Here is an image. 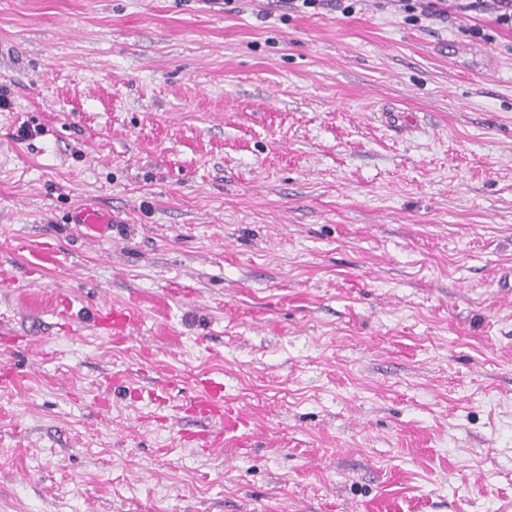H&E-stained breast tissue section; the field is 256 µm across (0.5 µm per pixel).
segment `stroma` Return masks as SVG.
Segmentation results:
<instances>
[{"label":"stroma","mask_w":512,"mask_h":512,"mask_svg":"<svg viewBox=\"0 0 512 512\" xmlns=\"http://www.w3.org/2000/svg\"><path fill=\"white\" fill-rule=\"evenodd\" d=\"M0 94V512H512L495 12L0 0ZM71 224H76L93 239L104 238L112 231V216L101 210L80 207L71 214ZM188 410L200 415L218 416L225 432L236 430L243 420L239 412L224 408V385L217 382H203L197 400L190 404Z\"/></svg>","instance_id":"1"}]
</instances>
